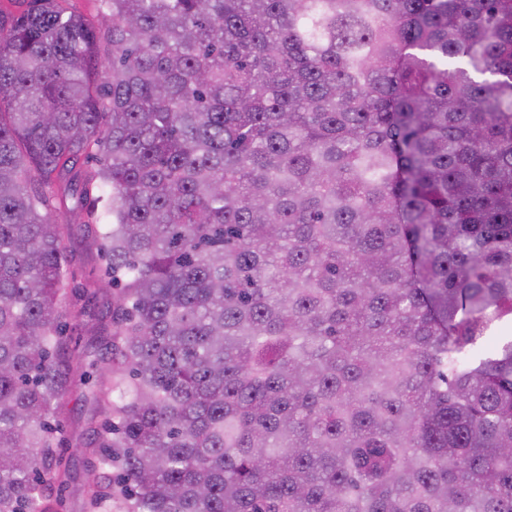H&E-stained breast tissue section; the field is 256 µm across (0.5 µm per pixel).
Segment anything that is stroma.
Listing matches in <instances>:
<instances>
[{
	"label": "stroma",
	"instance_id": "1",
	"mask_svg": "<svg viewBox=\"0 0 512 512\" xmlns=\"http://www.w3.org/2000/svg\"><path fill=\"white\" fill-rule=\"evenodd\" d=\"M53 218L61 226L71 258L63 304L73 314L67 346L75 357L70 364L72 384L55 418L60 440L58 452L70 476L56 487L55 494L63 501L61 512H84L89 464L96 456L95 448L90 445L89 430L108 415L105 405L90 400L84 374L97 361L99 346L112 332L108 303L113 289L107 284L97 225L88 223L86 216L63 210L55 212Z\"/></svg>",
	"mask_w": 512,
	"mask_h": 512
}]
</instances>
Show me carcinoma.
Returning <instances> with one entry per match:
<instances>
[{
    "mask_svg": "<svg viewBox=\"0 0 512 512\" xmlns=\"http://www.w3.org/2000/svg\"><path fill=\"white\" fill-rule=\"evenodd\" d=\"M99 10L0 0V512H55L66 207L88 512H512V0ZM61 225L64 244L71 263L63 306L76 315L70 319L67 346L70 350L72 384L60 402L55 422L60 440L59 454L67 465L70 478L56 486L55 495L63 500L60 512H84L89 480V463L95 459L97 448L90 447L89 427H96L108 416L107 407L88 397L97 375L90 365L98 359L99 346L112 333L108 303L115 288L107 285L105 259L98 243L97 224H86L84 215H73L64 209L53 213ZM95 292V294L93 293ZM81 359L79 364L75 359ZM87 372V373H85ZM89 375L91 383L83 379Z\"/></svg>",
    "mask_w": 512,
    "mask_h": 512,
    "instance_id": "obj_1",
    "label": "carcinoma"
}]
</instances>
